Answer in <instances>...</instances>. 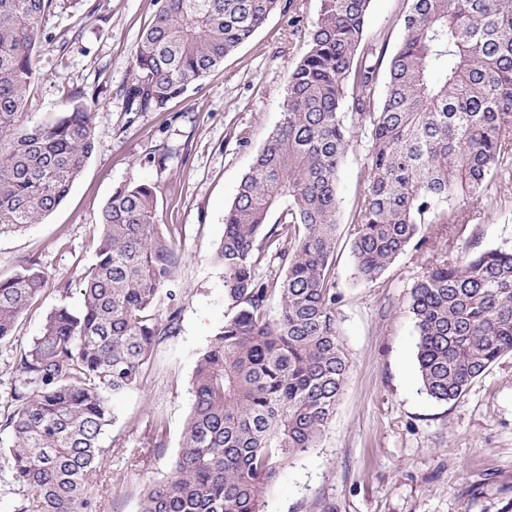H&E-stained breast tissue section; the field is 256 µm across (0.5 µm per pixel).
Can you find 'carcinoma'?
<instances>
[{"label":"carcinoma","instance_id":"obj_1","mask_svg":"<svg viewBox=\"0 0 512 512\" xmlns=\"http://www.w3.org/2000/svg\"><path fill=\"white\" fill-rule=\"evenodd\" d=\"M52 0H0V233L40 223L67 197L94 148L77 95L55 123L20 128ZM132 59L127 111L162 112L292 0H158ZM371 0H320L308 48L289 71L281 121L224 214L215 260L231 311L198 354L192 408L173 475L139 512H264L263 490L290 457L316 447L342 394L331 264L339 170L351 128L369 135L352 219L358 279L374 281L426 226L487 209L512 158V0H411L376 102L377 47L364 43ZM278 261L279 276L258 277ZM182 254L158 222L155 188L114 193L83 274L82 304L53 308L19 349L0 427V476L18 512H99L113 394L143 384L154 349L178 330ZM34 263L0 280V342L42 296ZM278 311H268L271 297ZM416 363L427 394L458 400L512 354V249L444 256L411 289Z\"/></svg>","mask_w":512,"mask_h":512}]
</instances>
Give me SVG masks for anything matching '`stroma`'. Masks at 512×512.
Wrapping results in <instances>:
<instances>
[{"label":"stroma","instance_id":"obj_1","mask_svg":"<svg viewBox=\"0 0 512 512\" xmlns=\"http://www.w3.org/2000/svg\"><path fill=\"white\" fill-rule=\"evenodd\" d=\"M293 3L291 15L270 14L248 43L164 112H127L122 93L156 0H53L38 29V78L22 123H53L72 96L84 94L94 150L65 201L42 223L0 234V279L32 261L48 274L40 304L0 345V411L16 349L39 334L53 306H80L83 274L96 259L98 224L113 193L154 186L158 220L183 255L179 330L158 345L143 384L111 400L114 421L102 444L113 455L101 477V512H139L144 489L172 474L197 356L229 313L224 270L214 259L224 211L281 120L288 72L318 16L319 0ZM408 8V0H371L366 40L394 52ZM368 148L366 135H356L337 185L332 280L348 378L317 447L285 461L266 487V512H512V354L459 400L436 401L422 387L408 305L436 254L512 246V176L493 178L485 214L452 230L431 226L429 244L408 246L379 279L363 282L354 275L350 222ZM158 417L165 425L160 437L153 432ZM125 448L138 449L142 464L128 463Z\"/></svg>","mask_w":512,"mask_h":512}]
</instances>
